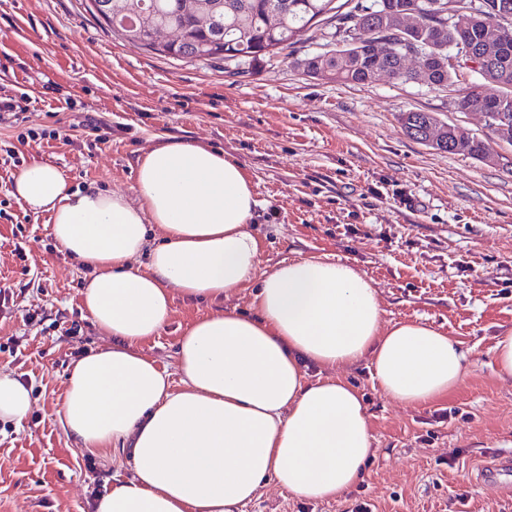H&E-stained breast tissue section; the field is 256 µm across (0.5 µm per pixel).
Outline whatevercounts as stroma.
<instances>
[{"instance_id": "35a3bbf8", "label": "stroma", "mask_w": 512, "mask_h": 512, "mask_svg": "<svg viewBox=\"0 0 512 512\" xmlns=\"http://www.w3.org/2000/svg\"><path fill=\"white\" fill-rule=\"evenodd\" d=\"M87 2L0 0V97L51 132L34 141L19 122L0 134V290L14 296L0 303V344L18 350L0 352V369L38 391L21 425L0 423V512H89L113 473L134 475L119 449L78 447L60 425L67 369L102 339L81 306L79 262L60 251L46 215L11 195L6 153L56 166L72 189L131 196L136 158L166 137L211 144L249 172L261 268L310 255L349 263L377 284L387 319H428L477 361L448 397L408 408L381 394L367 362L349 367L373 436L363 479L335 502L266 493L245 512H344L355 502L372 512H512L500 484L478 478L482 462L512 457V384L492 369L496 338L512 328V145L491 141L482 162L418 143L401 113L430 112L480 137L484 122L419 82L306 76L294 61L319 52L310 33L291 57L233 75L218 59L125 42ZM101 114L112 126L103 145L88 125ZM34 305L42 321L30 320ZM196 315L175 300L143 354L175 373L177 340Z\"/></svg>"}]
</instances>
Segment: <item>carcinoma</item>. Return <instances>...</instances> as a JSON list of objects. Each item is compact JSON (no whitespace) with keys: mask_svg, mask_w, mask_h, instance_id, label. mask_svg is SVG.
Listing matches in <instances>:
<instances>
[{"mask_svg":"<svg viewBox=\"0 0 512 512\" xmlns=\"http://www.w3.org/2000/svg\"><path fill=\"white\" fill-rule=\"evenodd\" d=\"M88 10L112 28V33L163 57L201 60L221 58L239 73L280 56L302 31L313 30L323 50L294 60L303 73L317 80L367 84L376 70L389 71L408 82L402 72L405 54L421 52L427 69L425 84L455 94L462 112L484 116L491 136L512 143V0H416V27L393 31L387 10L402 0H98ZM451 6L458 18L446 12ZM145 14L131 31L118 17ZM178 28L185 41L166 51L153 47L152 33ZM456 63L448 62V49ZM478 64L479 85L468 84L467 72ZM407 136L434 150L467 155L483 161L489 140L451 125L445 143L429 140L438 123L428 112L400 115Z\"/></svg>","mask_w":512,"mask_h":512,"instance_id":"cac0c4a2","label":"carcinoma"}]
</instances>
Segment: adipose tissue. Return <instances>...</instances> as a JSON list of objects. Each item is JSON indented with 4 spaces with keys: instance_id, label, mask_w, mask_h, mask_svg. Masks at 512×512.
Masks as SVG:
<instances>
[{
    "instance_id": "ef3b65f1",
    "label": "adipose tissue",
    "mask_w": 512,
    "mask_h": 512,
    "mask_svg": "<svg viewBox=\"0 0 512 512\" xmlns=\"http://www.w3.org/2000/svg\"><path fill=\"white\" fill-rule=\"evenodd\" d=\"M11 189L84 269L82 307L107 339L72 362L58 411L79 447L117 448L133 465L94 512H244L269 489L338 500L372 452L348 367L368 361L381 393L405 407L446 397L469 373L468 352L433 324L385 319L353 265L311 256L261 269L252 181L223 150L159 143L137 158L131 197L71 189L41 161L14 171ZM248 286L249 311L224 310ZM178 298L206 312L179 336L172 375L139 347ZM312 363L328 377L310 378ZM32 405L0 369V421L22 422Z\"/></svg>"
}]
</instances>
